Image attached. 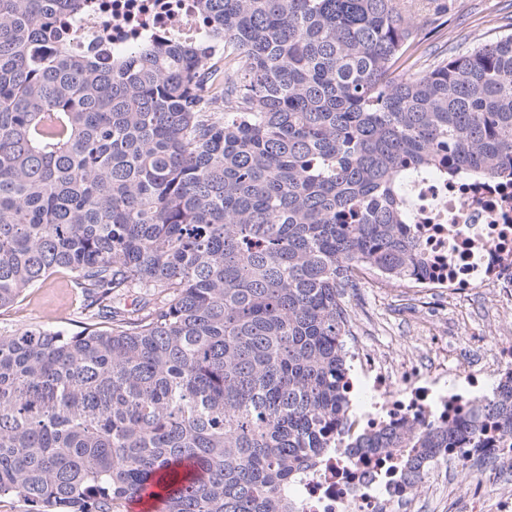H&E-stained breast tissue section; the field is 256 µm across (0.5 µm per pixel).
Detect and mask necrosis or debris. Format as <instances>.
<instances>
[{"label": "necrosis or debris", "instance_id": "obj_1", "mask_svg": "<svg viewBox=\"0 0 512 512\" xmlns=\"http://www.w3.org/2000/svg\"><path fill=\"white\" fill-rule=\"evenodd\" d=\"M66 30L73 53H93L109 64L117 53L154 40L182 43L206 36L197 0H98L97 7L69 16ZM407 200L413 232L429 261L421 288L457 292L489 290L492 303L512 310V182L473 176L459 184L413 178ZM351 387L369 401L352 414L346 433L413 423L466 428L486 382L512 376V335L503 334L480 369L441 365L419 373L404 359L355 349ZM458 478L487 475L512 461V435L491 419L483 423L479 446L456 443L446 453ZM417 488L403 476L391 453L348 456L327 449L322 460L295 487V512H409Z\"/></svg>", "mask_w": 512, "mask_h": 512}]
</instances>
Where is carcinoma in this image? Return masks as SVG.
<instances>
[{"instance_id":"cac0c4a2","label":"carcinoma","mask_w":512,"mask_h":512,"mask_svg":"<svg viewBox=\"0 0 512 512\" xmlns=\"http://www.w3.org/2000/svg\"><path fill=\"white\" fill-rule=\"evenodd\" d=\"M209 39L106 68L81 0H0V309L57 270L81 329L0 330V497L26 512H291L349 411L358 272L426 271L411 179L512 177V24L452 57L400 0H198ZM139 290L136 308L124 296ZM468 427H384L406 476Z\"/></svg>"}]
</instances>
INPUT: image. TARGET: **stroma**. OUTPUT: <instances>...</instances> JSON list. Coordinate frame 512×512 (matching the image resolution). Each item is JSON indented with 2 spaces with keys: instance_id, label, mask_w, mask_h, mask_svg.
Masks as SVG:
<instances>
[{
  "instance_id": "1",
  "label": "stroma",
  "mask_w": 512,
  "mask_h": 512,
  "mask_svg": "<svg viewBox=\"0 0 512 512\" xmlns=\"http://www.w3.org/2000/svg\"><path fill=\"white\" fill-rule=\"evenodd\" d=\"M412 8L438 14L443 26L439 39L449 53L465 51L478 39L494 36L496 26L512 15V0H410ZM82 295L72 288L71 275L61 271L25 290L9 307L0 310V327L6 329L49 326L77 331ZM349 311L358 343L396 353L409 360L433 364L456 361L459 353L478 357L495 343L491 332L496 309L482 288L448 297L437 292L413 291L390 285L368 272L349 299ZM495 482L477 477L460 485L454 472H446L436 492L423 505L432 512H450L453 499L469 495L492 499Z\"/></svg>"
}]
</instances>
